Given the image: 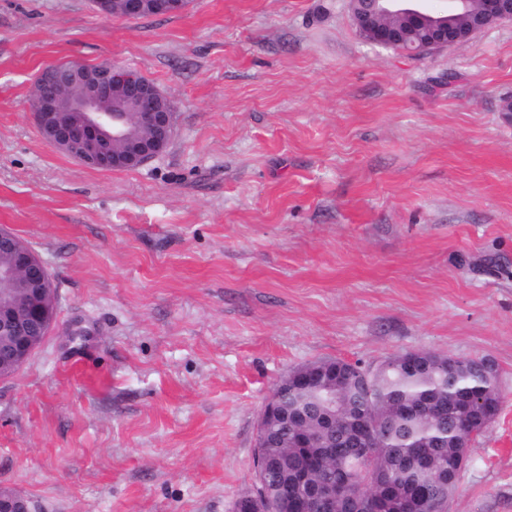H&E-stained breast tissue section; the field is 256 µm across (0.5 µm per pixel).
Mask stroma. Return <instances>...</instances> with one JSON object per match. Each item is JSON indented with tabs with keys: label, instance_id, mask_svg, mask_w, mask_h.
Returning a JSON list of instances; mask_svg holds the SVG:
<instances>
[{
	"label": "stroma",
	"instance_id": "35a3bbf8",
	"mask_svg": "<svg viewBox=\"0 0 512 512\" xmlns=\"http://www.w3.org/2000/svg\"><path fill=\"white\" fill-rule=\"evenodd\" d=\"M153 81L172 143L99 171L39 135L37 72ZM512 23L410 57L350 0L107 18L0 0V225L57 317L0 380V487L32 512H232L262 404L318 358L490 360L503 399L448 512H512Z\"/></svg>",
	"mask_w": 512,
	"mask_h": 512
}]
</instances>
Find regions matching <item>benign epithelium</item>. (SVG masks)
Here are the masks:
<instances>
[{"instance_id":"benign-epithelium-1","label":"benign epithelium","mask_w":512,"mask_h":512,"mask_svg":"<svg viewBox=\"0 0 512 512\" xmlns=\"http://www.w3.org/2000/svg\"><path fill=\"white\" fill-rule=\"evenodd\" d=\"M184 0H120L121 16L140 19L148 15L183 12ZM467 25L424 22L425 14L414 0H351L353 20L369 43L409 56L468 42L493 25L512 22V0H454ZM401 12L411 23L396 26L387 16ZM42 139L86 167L100 171L136 168L163 153L175 131L169 98L152 81L121 66L88 64L78 59L43 68L30 98ZM126 142L123 151L105 148L108 141ZM0 250L11 261L0 266V333L9 343L0 347V365L13 370L25 365L37 349L33 332L50 331L45 299L54 291L48 268L18 237L0 227ZM319 512H336V500L345 497V484L328 491H311ZM0 512H30L21 494L0 496Z\"/></svg>"}]
</instances>
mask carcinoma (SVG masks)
<instances>
[{
	"label": "carcinoma",
	"instance_id": "1",
	"mask_svg": "<svg viewBox=\"0 0 512 512\" xmlns=\"http://www.w3.org/2000/svg\"><path fill=\"white\" fill-rule=\"evenodd\" d=\"M336 376L318 370L320 360L295 367L309 379L283 402L302 408L300 426L318 436L319 447H293L294 427L268 420L257 436H276L266 448L261 490L274 512H316L307 484L345 475L354 501L378 512H444L470 461V445L498 416L500 380L482 360L428 350L405 351L378 368L336 358ZM371 429L372 456L349 453L363 428ZM305 473L307 481L298 480Z\"/></svg>",
	"mask_w": 512,
	"mask_h": 512
}]
</instances>
